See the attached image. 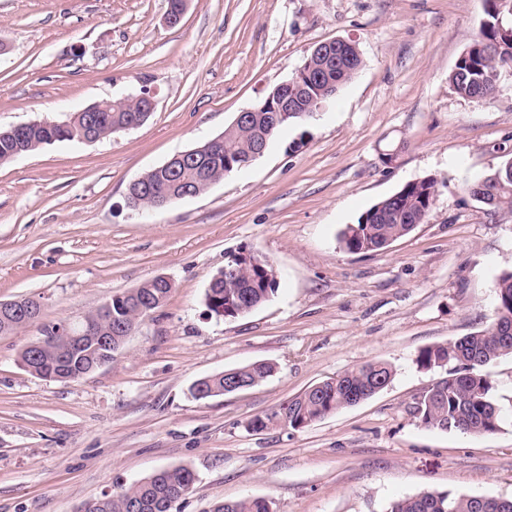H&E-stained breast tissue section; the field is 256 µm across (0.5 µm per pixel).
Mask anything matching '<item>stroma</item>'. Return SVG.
Here are the masks:
<instances>
[{"label":"stroma","mask_w":512,"mask_h":512,"mask_svg":"<svg viewBox=\"0 0 512 512\" xmlns=\"http://www.w3.org/2000/svg\"><path fill=\"white\" fill-rule=\"evenodd\" d=\"M0 0V128L66 120L149 90L142 125L57 142L0 163V301L33 298L42 323L81 318L162 274L164 306L114 361L76 382L31 375L29 327L0 335V512H80L153 471L195 475L175 512L246 497L272 512H386L423 490L512 498V355L486 372L502 409L489 435L420 425L416 399L442 370L425 347L493 321L512 270V209L469 188L512 160V76L487 101L448 75L484 18L483 0ZM350 38L361 69L304 124L204 194L140 214L129 184L216 137L288 81L318 43ZM403 143L394 164L386 143ZM434 178L424 224L352 254L345 225L403 184ZM277 270L246 316H208L211 275L238 252ZM276 373L199 400L200 378L255 361ZM371 360L395 371L372 398L309 427L249 429L254 417Z\"/></svg>","instance_id":"35a3bbf8"}]
</instances>
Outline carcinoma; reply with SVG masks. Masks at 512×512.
<instances>
[{
    "mask_svg": "<svg viewBox=\"0 0 512 512\" xmlns=\"http://www.w3.org/2000/svg\"><path fill=\"white\" fill-rule=\"evenodd\" d=\"M484 20L476 37L467 46L448 75L454 92L464 99L494 97L500 78L512 73V12L501 0H484ZM361 60L355 51L339 66H330L323 80L296 95L299 112L289 116L284 124L301 123L312 117V107L324 101L323 89L328 81L341 88L358 71ZM90 123L67 120L27 126L12 134L0 129V163L18 152L28 154L55 142L76 141L80 137L94 141L104 139L133 121L148 120L132 99L102 103V109L88 113ZM267 113L257 112L249 126L230 124L224 129L219 148L195 160L175 163L173 169L155 168L142 175L139 187L128 194L127 204L133 210L157 208L182 199L186 192L199 195L224 176L251 165L262 139H272L279 127L269 128ZM506 175L500 168L484 179V194L495 199L494 207L512 209V182L495 184L497 175ZM436 181L425 177L406 183L387 204L380 200L362 214L357 223L348 224L339 234V241L349 252L359 254L388 247L395 240L410 234L426 221L436 196ZM236 270L234 288H208L204 304L207 314L223 318H238L263 305L275 292L277 272L273 264H246L243 254L232 256L224 264ZM496 302L492 324L453 342L423 348L417 363L424 369L449 368L447 375L437 380L415 402L414 414L426 428L470 434L495 433L500 428L501 409L494 398L493 384L483 367L496 359L512 354V270L502 272L495 285ZM170 287L148 279L130 294L112 298V336L122 340L138 328L146 318L160 308ZM84 336L73 345L59 327L46 328L44 344L38 348H23L18 356L45 379L54 374V381L66 383L76 374L91 367L99 356L90 350L95 328L85 321L76 323L73 334ZM68 364L61 368L62 356ZM275 364L257 361L234 369L233 377L254 386L272 376ZM394 371L385 361H371L348 369L334 378L322 381L271 411L253 418L248 427L262 431L269 427L300 430L337 411L355 406L380 392L392 381ZM194 484V474L186 467L161 468L128 488L105 495L84 507V512H173ZM210 512H269L267 501L244 498L235 502H218ZM386 512H512V499L476 496L463 493L421 491L397 499Z\"/></svg>",
    "mask_w": 512,
    "mask_h": 512,
    "instance_id": "carcinoma-1",
    "label": "carcinoma"
}]
</instances>
